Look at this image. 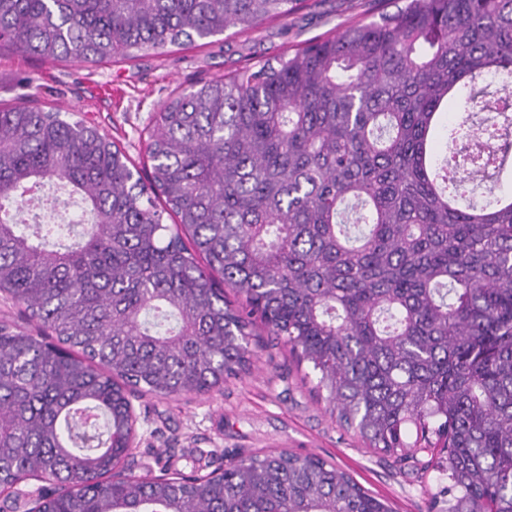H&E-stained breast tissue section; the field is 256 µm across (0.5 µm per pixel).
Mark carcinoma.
<instances>
[{"label": "carcinoma", "mask_w": 512, "mask_h": 512, "mask_svg": "<svg viewBox=\"0 0 512 512\" xmlns=\"http://www.w3.org/2000/svg\"><path fill=\"white\" fill-rule=\"evenodd\" d=\"M296 2L0 0V44L124 62ZM493 75L512 77V0H404L171 97L146 178L93 126L0 107V292L44 331L0 324V494L24 512H391L336 464L282 451L218 476L115 472L130 397L220 387L260 325L374 452H437L446 512H512V193L478 206L466 187L512 142L467 135L459 180L433 155L448 105ZM52 181L89 222L32 211ZM31 479L54 492L18 488Z\"/></svg>", "instance_id": "obj_1"}]
</instances>
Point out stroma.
<instances>
[{"instance_id": "stroma-1", "label": "stroma", "mask_w": 512, "mask_h": 512, "mask_svg": "<svg viewBox=\"0 0 512 512\" xmlns=\"http://www.w3.org/2000/svg\"><path fill=\"white\" fill-rule=\"evenodd\" d=\"M395 0H302L287 18L211 38L205 45L170 46L132 61L92 65L44 61L0 49V105L38 102L75 113L108 133L135 165L159 106L184 88L223 78L245 66L287 56L311 39L349 22L377 20ZM248 372L204 396L134 399L137 435L126 473L156 476L160 461L191 473L199 461L224 464L240 457L287 451L335 462L365 489L389 500L395 512H442L436 470L369 452L341 427L315 391L309 364H297L284 343L264 329L252 339Z\"/></svg>"}]
</instances>
